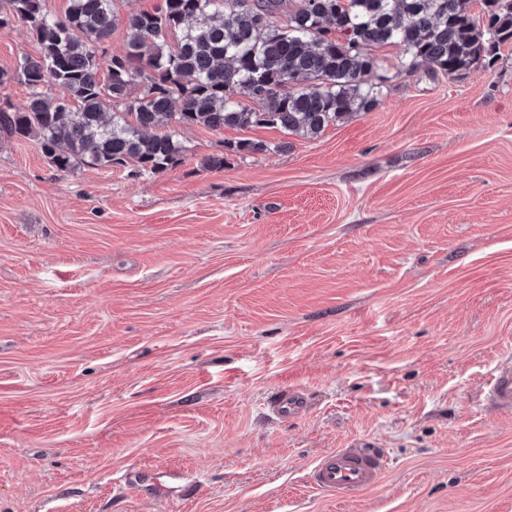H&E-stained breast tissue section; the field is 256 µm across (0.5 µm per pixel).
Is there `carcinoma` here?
<instances>
[{
	"label": "carcinoma",
	"instance_id": "carcinoma-1",
	"mask_svg": "<svg viewBox=\"0 0 512 512\" xmlns=\"http://www.w3.org/2000/svg\"><path fill=\"white\" fill-rule=\"evenodd\" d=\"M115 2L69 0L58 16L45 0H0V30L39 47L0 70V85L28 90L23 107L0 106V132L35 138L61 172L174 167L189 150L177 126L314 139L374 108L386 81L377 48H397L407 76L428 66L460 78L493 68L512 45V0H479L477 15L471 0H293L284 26L286 0H161L127 17L126 39L111 52ZM224 149L250 156L270 145L244 138Z\"/></svg>",
	"mask_w": 512,
	"mask_h": 512
}]
</instances>
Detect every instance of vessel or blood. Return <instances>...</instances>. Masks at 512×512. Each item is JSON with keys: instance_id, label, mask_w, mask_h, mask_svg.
<instances>
[{"instance_id": "b4317fda", "label": "vessel or blood", "mask_w": 512, "mask_h": 512, "mask_svg": "<svg viewBox=\"0 0 512 512\" xmlns=\"http://www.w3.org/2000/svg\"><path fill=\"white\" fill-rule=\"evenodd\" d=\"M487 403L498 409H512V365L494 368L490 375ZM303 393L290 391L273 403L277 414L298 416L306 407ZM383 449L368 445L340 448L323 456L312 470L310 483L314 490L329 496L355 498L371 488L386 468Z\"/></svg>"}]
</instances>
